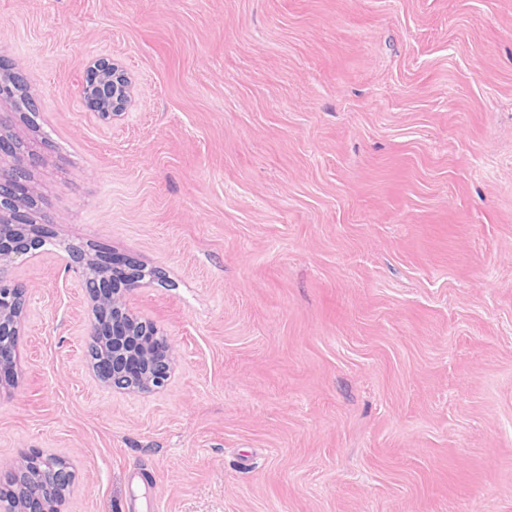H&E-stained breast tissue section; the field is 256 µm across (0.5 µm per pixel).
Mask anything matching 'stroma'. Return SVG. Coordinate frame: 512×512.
I'll return each instance as SVG.
<instances>
[{"label": "stroma", "instance_id": "1", "mask_svg": "<svg viewBox=\"0 0 512 512\" xmlns=\"http://www.w3.org/2000/svg\"><path fill=\"white\" fill-rule=\"evenodd\" d=\"M0 58L56 213L0 470L66 457L63 512H512V0H0ZM72 244L160 271V391L94 379ZM93 111L106 118L124 115L134 102L133 82L126 69L110 58H100L87 67L78 89Z\"/></svg>", "mask_w": 512, "mask_h": 512}]
</instances>
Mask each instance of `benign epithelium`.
Instances as JSON below:
<instances>
[{
    "mask_svg": "<svg viewBox=\"0 0 512 512\" xmlns=\"http://www.w3.org/2000/svg\"><path fill=\"white\" fill-rule=\"evenodd\" d=\"M17 74H24L20 64L0 76V374L9 372L15 362L16 339L30 292L11 277L10 269L45 245L44 227L55 223L47 207L43 223H28L22 196L33 192L31 172L40 155L33 148H21V139L9 130L13 112L30 108L22 91L13 87ZM78 94L93 111L112 119L124 115L134 102L130 75L110 58L97 59L87 67ZM68 256L69 268L78 275L95 311L94 319L84 326L89 346L111 349V355L92 360L97 380L128 393L162 388L174 362V347L153 324L134 317L128 306L129 297L142 285V266L121 258L104 260L78 247L69 248ZM47 462L42 450L22 451L0 475V489L14 495L4 512H61L75 474L69 467L60 468L53 471L51 482L40 485L34 482L35 474Z\"/></svg>",
    "mask_w": 512,
    "mask_h": 512,
    "instance_id": "benign-epithelium-1",
    "label": "benign epithelium"
}]
</instances>
